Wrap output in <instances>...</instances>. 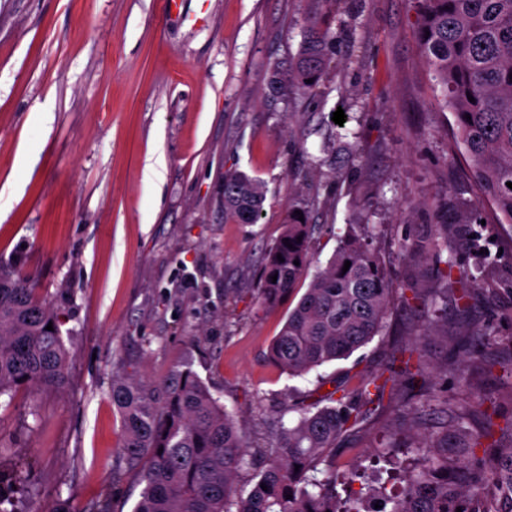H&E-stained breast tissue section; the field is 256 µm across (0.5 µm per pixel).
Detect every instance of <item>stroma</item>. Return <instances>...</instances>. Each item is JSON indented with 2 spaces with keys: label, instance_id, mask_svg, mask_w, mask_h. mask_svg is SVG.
I'll return each instance as SVG.
<instances>
[{
  "label": "stroma",
  "instance_id": "1",
  "mask_svg": "<svg viewBox=\"0 0 512 512\" xmlns=\"http://www.w3.org/2000/svg\"><path fill=\"white\" fill-rule=\"evenodd\" d=\"M315 18L335 37L321 85L271 89ZM417 25L410 0H0V264L58 310L70 350L64 390L0 396L1 469L44 504L132 512L141 487L121 459L112 378L158 382L186 363L263 444V414L283 400L295 425L336 381L400 369L395 344L425 350L438 405L384 394L336 453L362 473L349 494L372 505L376 455L413 466L419 428L453 437L480 432L493 409L496 426L512 417L500 364L465 385L443 371L466 321L492 327L490 352L512 351V226L477 192ZM234 171L265 184L258 223L224 221ZM292 209L319 227L304 280L374 224L401 294L381 335L301 377L268 356L297 295L259 299L264 253ZM442 213L467 234L449 233L440 257H407L404 240L430 236ZM463 269L478 284L468 316L415 298Z\"/></svg>",
  "mask_w": 512,
  "mask_h": 512
}]
</instances>
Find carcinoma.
Segmentation results:
<instances>
[{
  "mask_svg": "<svg viewBox=\"0 0 512 512\" xmlns=\"http://www.w3.org/2000/svg\"><path fill=\"white\" fill-rule=\"evenodd\" d=\"M416 3L417 45L440 86L438 102L455 116L457 140L482 196L499 223L512 225V189L507 186L512 183V0ZM310 32L295 66L283 74L307 92L323 79L331 41L328 28L314 23ZM265 199L258 178L245 172L224 176V222L257 223ZM436 228L433 239L409 241L404 251L440 258L448 214ZM315 229L288 213L281 236L264 257V303L273 305L295 290L309 262ZM372 235L367 224L364 236L342 237L270 344L271 361L289 376L345 359L381 331L397 288L370 247ZM347 261L351 265L345 272ZM459 284L453 294L465 315L476 288L466 276ZM491 335L489 327H469L459 337L463 359L455 374L460 383H468L470 364L484 360L481 346ZM69 364L59 313L17 269L0 265V396L20 387L61 390L68 384ZM403 374L397 385L415 388L424 377L422 360L414 365L406 360ZM387 383L379 374L352 386L338 383L313 408L300 410L295 426L286 428L281 418H271L269 442L252 447L243 426L188 366L172 370L159 386L134 378L114 380L110 397L121 414L122 455L143 484L133 512H361L362 503L343 506L336 499V448L347 432L371 421V404ZM479 439L465 429L450 449L439 432L423 434L424 463L388 499L389 512H512V426L481 456L476 453ZM321 464L325 477L319 479L314 473ZM244 471L255 480L246 494L238 488ZM15 486L21 488L16 500ZM36 498L25 478L0 468V512H71L64 502L19 507Z\"/></svg>",
  "mask_w": 512,
  "mask_h": 512,
  "instance_id": "1",
  "label": "carcinoma"
}]
</instances>
